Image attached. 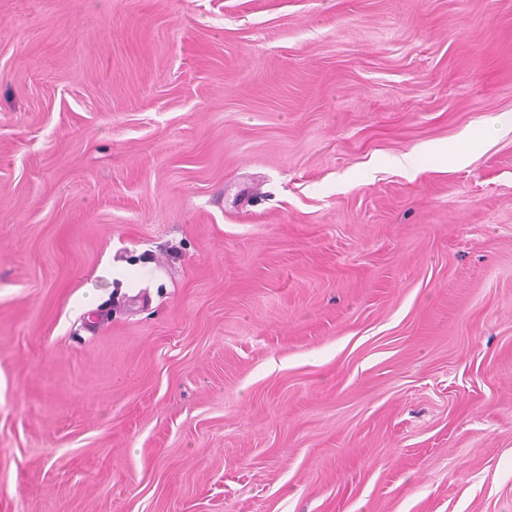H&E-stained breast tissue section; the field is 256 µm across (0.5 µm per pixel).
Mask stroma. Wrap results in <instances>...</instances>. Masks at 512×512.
Masks as SVG:
<instances>
[{
  "label": "stroma",
  "instance_id": "35a3bbf8",
  "mask_svg": "<svg viewBox=\"0 0 512 512\" xmlns=\"http://www.w3.org/2000/svg\"><path fill=\"white\" fill-rule=\"evenodd\" d=\"M0 512H512V0H0Z\"/></svg>",
  "mask_w": 512,
  "mask_h": 512
}]
</instances>
